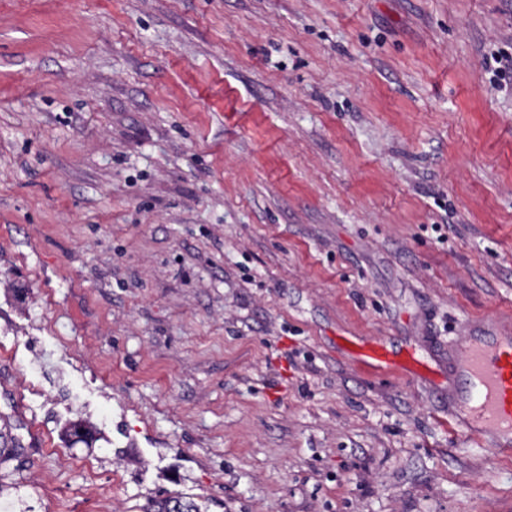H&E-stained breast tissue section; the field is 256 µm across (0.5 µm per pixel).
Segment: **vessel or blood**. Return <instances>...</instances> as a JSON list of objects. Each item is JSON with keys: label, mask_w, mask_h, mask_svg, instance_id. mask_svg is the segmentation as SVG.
I'll return each mask as SVG.
<instances>
[{"label": "vessel or blood", "mask_w": 512, "mask_h": 512, "mask_svg": "<svg viewBox=\"0 0 512 512\" xmlns=\"http://www.w3.org/2000/svg\"><path fill=\"white\" fill-rule=\"evenodd\" d=\"M358 356L377 369L410 372L378 342L361 343ZM453 374L461 387L456 425L479 446L512 451V335L488 328L466 337L458 347Z\"/></svg>", "instance_id": "b4317fda"}]
</instances>
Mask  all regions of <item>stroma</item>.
<instances>
[{"label":"stroma","instance_id":"stroma-1","mask_svg":"<svg viewBox=\"0 0 512 512\" xmlns=\"http://www.w3.org/2000/svg\"><path fill=\"white\" fill-rule=\"evenodd\" d=\"M493 50L512 0H0V482L33 512H512L448 372L512 327ZM360 351L357 353L361 363L381 370L402 373L408 376L414 374V370L390 357V352L384 344L378 342H361ZM145 512H199L194 502L183 496H166L152 501Z\"/></svg>","mask_w":512,"mask_h":512}]
</instances>
